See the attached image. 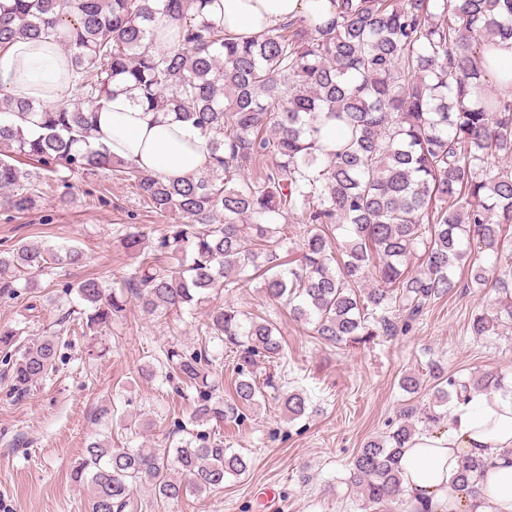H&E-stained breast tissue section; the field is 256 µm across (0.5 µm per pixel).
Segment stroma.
I'll list each match as a JSON object with an SVG mask.
<instances>
[{
  "mask_svg": "<svg viewBox=\"0 0 512 512\" xmlns=\"http://www.w3.org/2000/svg\"><path fill=\"white\" fill-rule=\"evenodd\" d=\"M73 190L46 191L25 215L0 211V250L28 243L74 246L80 264L40 274L39 287L14 300L0 298V327L21 336H41L64 327L68 344L60 350L56 372L25 395H17L0 361V512H85L86 493L70 479L72 464L97 435L113 447L162 448L185 434L197 393L157 376V360L176 347L185 353L207 349L220 356L209 377L231 394L236 373L232 353L221 341H202L197 326L202 311L179 316H148L129 305L105 334L83 336L78 299L65 285L89 276L104 287L133 273L138 257L119 245V228L137 225L149 247L161 229L177 223L169 213L144 208L128 182L107 171L72 177ZM492 296L461 287L433 302L408 332L379 336L351 348L333 347L313 336L310 325L293 320L271 302L255 280L241 281L229 294L212 295L211 305L232 303L271 319L285 341L281 366L262 362L257 375H285L307 392L308 416L288 421L274 391L260 408H247L237 423L211 428L251 461L241 477H227L223 489L184 497L159 507L149 489H141L143 512H268L275 496L277 512H361L347 484L348 468L369 438L386 434L402 412L429 400L426 391L410 395L400 378L415 373L428 379L430 363L461 377L488 370H512V330L501 336H471L468 325ZM69 322H61L62 313Z\"/></svg>",
  "mask_w": 512,
  "mask_h": 512,
  "instance_id": "1",
  "label": "stroma"
}]
</instances>
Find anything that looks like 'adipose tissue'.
<instances>
[{
    "instance_id": "obj_1",
    "label": "adipose tissue",
    "mask_w": 512,
    "mask_h": 512,
    "mask_svg": "<svg viewBox=\"0 0 512 512\" xmlns=\"http://www.w3.org/2000/svg\"><path fill=\"white\" fill-rule=\"evenodd\" d=\"M209 19L251 37L290 21L310 27L335 15L333 0H213ZM68 53L52 40L19 39L0 48V90L32 105L64 102ZM486 80L512 97V38L478 50ZM97 146L165 178L199 176L210 162L207 139L174 114L149 112L129 94L114 93L96 119ZM487 464L470 493L457 478L463 458ZM402 487L417 512H512V399L477 393L448 413L444 429L416 435L401 459Z\"/></svg>"
}]
</instances>
